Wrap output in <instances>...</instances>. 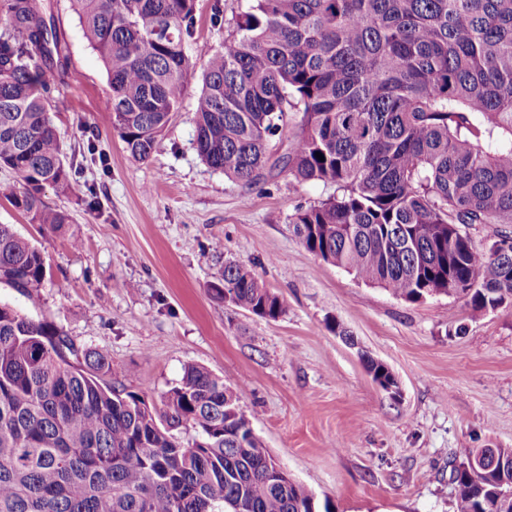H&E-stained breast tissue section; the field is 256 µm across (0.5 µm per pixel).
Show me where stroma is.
<instances>
[{"label":"stroma","mask_w":512,"mask_h":512,"mask_svg":"<svg viewBox=\"0 0 512 512\" xmlns=\"http://www.w3.org/2000/svg\"><path fill=\"white\" fill-rule=\"evenodd\" d=\"M197 0L191 56L203 65L234 29L246 0ZM65 32L71 85L53 114L74 168L46 187L67 212L56 232L9 200L0 168V224L44 254L38 305L0 284V302L104 353L112 383L161 406L187 366L230 388L278 464L332 512H454L453 464L471 448H512V307L475 313L456 297H393L310 253L294 233L298 209L335 194L266 170L243 185L199 157L192 82L149 160L112 128L103 62L69 0H50ZM81 248H73V240ZM253 269L285 304L270 320L215 300L225 261ZM371 355L398 380L381 389Z\"/></svg>","instance_id":"stroma-1"}]
</instances>
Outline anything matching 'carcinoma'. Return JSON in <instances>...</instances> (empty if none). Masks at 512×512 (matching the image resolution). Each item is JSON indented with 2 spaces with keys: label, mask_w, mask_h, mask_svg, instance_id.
I'll use <instances>...</instances> for the list:
<instances>
[{
  "label": "carcinoma",
  "mask_w": 512,
  "mask_h": 512,
  "mask_svg": "<svg viewBox=\"0 0 512 512\" xmlns=\"http://www.w3.org/2000/svg\"><path fill=\"white\" fill-rule=\"evenodd\" d=\"M70 2L105 65L112 128L146 160L194 77L196 0ZM0 18V167L19 184L12 204L60 231L70 217L42 193L72 175L51 115L68 43L43 0H0ZM294 113L275 163L300 185H336L295 214L309 252L407 302L512 307V0H247L207 54L198 154L252 185ZM475 224L494 227L489 244ZM45 279L42 252L0 224V283L35 305ZM209 288L261 317L285 312L243 264ZM111 373L104 355L0 303V512H318L306 487L269 478L274 459L239 407L245 384L190 366L159 414ZM453 479L455 512H512V448L469 449Z\"/></svg>",
  "instance_id": "carcinoma-1"
}]
</instances>
